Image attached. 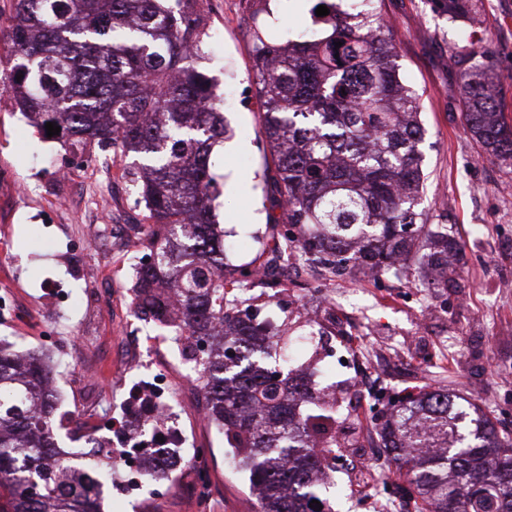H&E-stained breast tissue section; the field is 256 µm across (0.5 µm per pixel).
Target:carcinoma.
Listing matches in <instances>:
<instances>
[{"mask_svg":"<svg viewBox=\"0 0 512 512\" xmlns=\"http://www.w3.org/2000/svg\"><path fill=\"white\" fill-rule=\"evenodd\" d=\"M175 2L16 0L0 27L13 57L4 89L32 123H55L72 144H110L140 158L135 188L149 224L138 244L151 261L134 268L135 311L166 325L178 299L172 341L196 343L189 362L206 419L248 472L259 512H322L311 501L328 503V482L314 470L322 449L336 447V402H321L315 381L272 359L288 350V304L278 303L279 324L260 317L250 268L224 255L210 159L228 128L211 80L195 67L202 40L189 0ZM371 2L366 12L336 11L308 38L254 34L287 225L257 242L333 275L395 278L425 246L433 285L446 288L458 243L418 210V98L399 79L398 52ZM460 63L467 132L483 155L512 164V126L490 90L489 52L473 48ZM48 373L44 353L19 354L0 338V512H100L106 474L57 448ZM377 437L404 466L417 512H512V438L478 404L429 387L397 398Z\"/></svg>","mask_w":512,"mask_h":512,"instance_id":"carcinoma-1","label":"carcinoma"}]
</instances>
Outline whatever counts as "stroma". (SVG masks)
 I'll return each mask as SVG.
<instances>
[{
  "mask_svg": "<svg viewBox=\"0 0 512 512\" xmlns=\"http://www.w3.org/2000/svg\"><path fill=\"white\" fill-rule=\"evenodd\" d=\"M445 0H382L399 51L404 82L420 101L425 130L420 145L426 176L420 208L428 223L447 225L462 250L458 275L448 288L428 287L420 261L405 276L371 282L354 274L333 276L305 265L288 276L292 334L309 331L307 313L323 300L345 294L346 309L323 321L318 345H294L302 364L329 362L338 350H392L406 364L387 389L430 384L472 397L498 428L512 431V166L490 161L465 130L461 114L458 59L470 46L491 53L496 96L512 123V0H476L481 23L453 21ZM309 0H191L200 20L204 55L199 70L214 84L216 99L232 95L224 118L233 150L212 155L221 185L215 202L220 224L241 241L234 264L266 260L256 236L278 222L277 186L261 125V102L252 67V27L262 13L272 37L298 33ZM139 174L133 156L96 145L77 149L47 136L14 108L0 91V337L17 351L42 348L54 337L62 363L57 385L63 410L72 412L60 431L61 448L78 447L79 433L92 427L84 402L94 384L103 408L119 407L134 382L150 381L162 370L173 374L170 410L185 437L187 453L165 485L150 482L135 495L111 487L103 512H258L257 494L231 466L223 434L187 412L192 389L188 369L171 341V330L138 317L131 304L132 269L112 243L88 250V225L143 224L132 184ZM77 293L104 288L116 293L108 318L74 301L58 305L53 289ZM130 336L143 341L142 367L126 373L120 355ZM326 384L347 390L351 404L336 418L338 455L358 457L375 407L358 403V378L349 368H333ZM329 494L334 512H375L370 506L374 475L352 467L336 472Z\"/></svg>",
  "mask_w": 512,
  "mask_h": 512,
  "instance_id": "35a3bbf8",
  "label": "stroma"
}]
</instances>
